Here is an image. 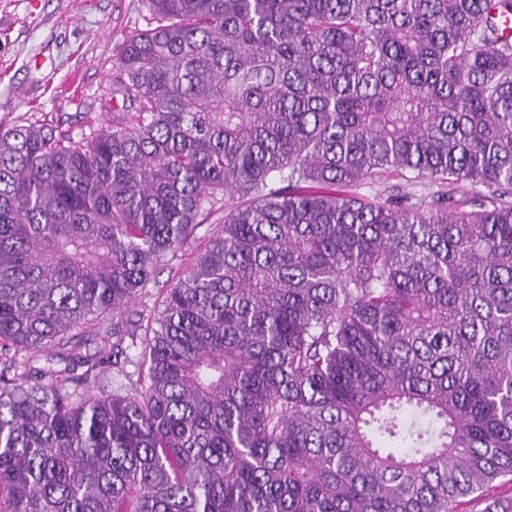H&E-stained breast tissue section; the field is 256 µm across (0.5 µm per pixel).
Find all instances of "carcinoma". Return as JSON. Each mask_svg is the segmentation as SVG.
<instances>
[{"mask_svg": "<svg viewBox=\"0 0 512 512\" xmlns=\"http://www.w3.org/2000/svg\"><path fill=\"white\" fill-rule=\"evenodd\" d=\"M148 2L135 115L0 130V512H456L512 477V0ZM389 174L436 190L356 194ZM232 200L227 196L224 200H221L215 207L212 212L209 214H204L198 218V220H202L200 227L197 229V239L193 247L196 249H200L207 239L212 235V233L218 228V224L224 223V208L231 206ZM225 206V207H224ZM193 248H190L186 252L179 253V257L174 260L167 268L158 276L157 280L159 283L156 285H150L148 288L150 291L149 298H147L148 305L153 307H161V301L165 295V288L169 287L170 284L176 282L178 278L183 275V271L188 265L190 253ZM185 253V255H184ZM180 255H183L180 257Z\"/></svg>", "mask_w": 512, "mask_h": 512, "instance_id": "carcinoma-1", "label": "carcinoma"}]
</instances>
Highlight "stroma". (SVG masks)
<instances>
[{"mask_svg":"<svg viewBox=\"0 0 512 512\" xmlns=\"http://www.w3.org/2000/svg\"><path fill=\"white\" fill-rule=\"evenodd\" d=\"M153 24L146 0H0V128L38 120L78 142L110 126L121 47Z\"/></svg>","mask_w":512,"mask_h":512,"instance_id":"stroma-1","label":"stroma"}]
</instances>
